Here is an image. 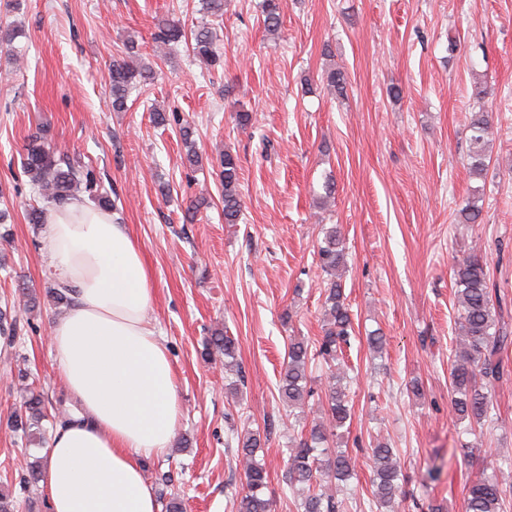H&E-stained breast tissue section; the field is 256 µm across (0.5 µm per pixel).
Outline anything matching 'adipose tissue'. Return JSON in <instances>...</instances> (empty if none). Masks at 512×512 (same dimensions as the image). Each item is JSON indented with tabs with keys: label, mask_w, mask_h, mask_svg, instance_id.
<instances>
[{
	"label": "adipose tissue",
	"mask_w": 512,
	"mask_h": 512,
	"mask_svg": "<svg viewBox=\"0 0 512 512\" xmlns=\"http://www.w3.org/2000/svg\"><path fill=\"white\" fill-rule=\"evenodd\" d=\"M57 279L74 286L50 329L54 363L79 410L55 429L44 490L50 512H158L145 478L180 414L167 350L147 320L151 272L126 225L73 201L47 230Z\"/></svg>",
	"instance_id": "adipose-tissue-1"
}]
</instances>
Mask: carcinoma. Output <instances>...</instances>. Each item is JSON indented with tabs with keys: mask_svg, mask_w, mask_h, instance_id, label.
Instances as JSON below:
<instances>
[{
	"mask_svg": "<svg viewBox=\"0 0 512 512\" xmlns=\"http://www.w3.org/2000/svg\"><path fill=\"white\" fill-rule=\"evenodd\" d=\"M260 8L265 29L272 36L278 35L282 24L280 0H262ZM157 29L154 40L163 45L178 43L186 37L182 28L166 21L159 22ZM215 39L216 34L205 22L191 31L194 55L214 71L224 66L214 47ZM153 76L154 71L149 66H137L125 59L113 61L109 69L113 111H125L132 89L146 84ZM322 82L331 94L342 96L346 92L347 79L339 69L327 71ZM469 128L467 166L472 175L482 176L488 169L486 142L493 131L491 113L483 108L472 113ZM22 166L39 195L50 203L76 200L82 191L91 192L97 186L92 170L59 154L41 131L28 139ZM222 167L224 223L236 224L242 214L237 157L229 151L224 152ZM480 212L478 201L471 200L457 212V222L471 224ZM323 233L316 252L318 268L330 276L329 287L325 291L323 335L312 347L303 339H293L288 344V361L278 391L290 408L302 409L314 396V390L308 384V363L316 358L327 364L338 361L352 328L342 284V270L346 265L344 239L334 224L323 228ZM453 273L462 351L451 369L452 407L459 418L479 424L491 412L490 388L512 374L503 358V353L512 344V336L498 326L495 303L501 299H493L494 288L487 263L480 255L474 253L456 259ZM215 352L224 354V369L233 370L237 352L234 338L222 333L211 337L206 345V355ZM342 379L339 372L331 375L325 390L329 424L321 422L314 425L308 434L294 440L293 448L289 449L288 482L307 490L300 504L303 512H336L338 495L343 492L341 483L353 476L351 458L346 452H337L336 459L327 465L316 455L328 437L338 434L350 419ZM43 417L44 401L41 395L31 392L24 398L23 410L14 416V422L17 428L27 432L39 425ZM238 444L247 492L233 502L232 508L235 512H270L267 463L257 458L259 438L248 432L238 439ZM371 458L374 465L372 504L379 512H391L399 492L400 466L393 449L381 442L371 449ZM509 494H512L511 475L503 471L482 474L469 486L465 512H503L504 501Z\"/></svg>",
	"mask_w": 512,
	"mask_h": 512,
	"instance_id": "cac0c4a2",
	"label": "carcinoma"
}]
</instances>
